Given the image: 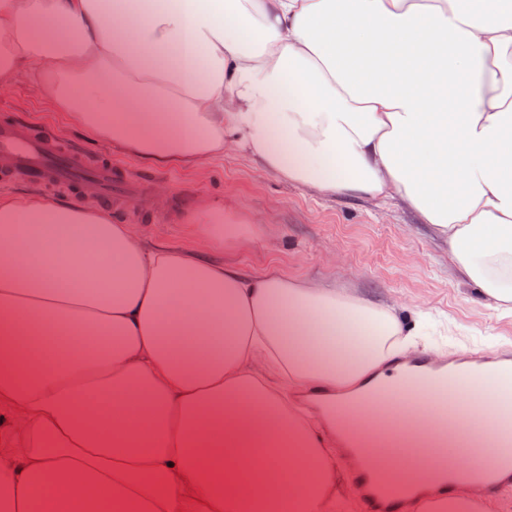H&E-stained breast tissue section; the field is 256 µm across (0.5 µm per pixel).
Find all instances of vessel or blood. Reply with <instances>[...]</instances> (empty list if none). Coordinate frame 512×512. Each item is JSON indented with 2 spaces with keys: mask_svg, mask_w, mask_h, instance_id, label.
I'll use <instances>...</instances> for the list:
<instances>
[{
  "mask_svg": "<svg viewBox=\"0 0 512 512\" xmlns=\"http://www.w3.org/2000/svg\"><path fill=\"white\" fill-rule=\"evenodd\" d=\"M0 173L33 187L50 183L73 186L92 184L97 202L111 207L125 194L122 180L114 179L111 163L90 159L81 148L57 135L28 134L13 125L0 126ZM389 376L352 402L356 426L337 423L336 436L363 501L365 512H399L402 495L423 489L436 493L450 490L456 479H395L382 462L403 448L423 449L426 456L440 455L455 437L453 415L466 411L474 424L467 442L473 462L465 469L471 481L486 494L498 493L512 483V357L490 356L471 363L445 366L415 354L395 358ZM496 383L497 408L487 409L471 388L481 379ZM425 385L431 399L415 390Z\"/></svg>",
  "mask_w": 512,
  "mask_h": 512,
  "instance_id": "1",
  "label": "vessel or blood"
}]
</instances>
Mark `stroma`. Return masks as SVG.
Returning <instances> with one entry per match:
<instances>
[{
    "instance_id": "stroma-1",
    "label": "stroma",
    "mask_w": 512,
    "mask_h": 512,
    "mask_svg": "<svg viewBox=\"0 0 512 512\" xmlns=\"http://www.w3.org/2000/svg\"><path fill=\"white\" fill-rule=\"evenodd\" d=\"M0 109L77 143L94 159L130 169L146 188L125 206L112 208V221L136 225L146 243L247 272L273 266L291 278L393 305L403 325L416 327L422 355L512 353V316L487 306L479 286L456 271L447 243L405 208L319 196L273 175L259 178L249 159L234 154L195 168L145 163L86 133L27 71L8 91H0ZM203 200L239 207L260 221V235L245 248L207 249L187 222Z\"/></svg>"
}]
</instances>
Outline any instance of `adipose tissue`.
<instances>
[{
  "mask_svg": "<svg viewBox=\"0 0 512 512\" xmlns=\"http://www.w3.org/2000/svg\"><path fill=\"white\" fill-rule=\"evenodd\" d=\"M23 69L143 161L232 151L404 206L512 316V0H0V90ZM189 221L216 249L258 231L210 201ZM416 346L392 306L0 197V512H334L304 399Z\"/></svg>",
  "mask_w": 512,
  "mask_h": 512,
  "instance_id": "1",
  "label": "adipose tissue"
}]
</instances>
